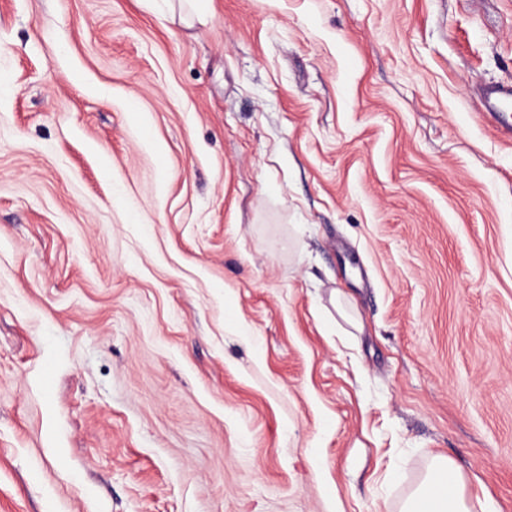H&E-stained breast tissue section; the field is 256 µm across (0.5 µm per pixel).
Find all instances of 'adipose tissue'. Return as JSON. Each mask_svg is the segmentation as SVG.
Masks as SVG:
<instances>
[{"mask_svg":"<svg viewBox=\"0 0 512 512\" xmlns=\"http://www.w3.org/2000/svg\"><path fill=\"white\" fill-rule=\"evenodd\" d=\"M400 512H496L490 500L466 494L461 471L448 458L433 460L424 478L403 502Z\"/></svg>","mask_w":512,"mask_h":512,"instance_id":"adipose-tissue-1","label":"adipose tissue"}]
</instances>
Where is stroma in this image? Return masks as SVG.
Instances as JSON below:
<instances>
[{"label": "stroma", "mask_w": 512, "mask_h": 512, "mask_svg": "<svg viewBox=\"0 0 512 512\" xmlns=\"http://www.w3.org/2000/svg\"><path fill=\"white\" fill-rule=\"evenodd\" d=\"M512 0H0V512H512ZM400 512H496L493 503L466 494L461 471L448 458L437 457L424 478L403 502Z\"/></svg>", "instance_id": "stroma-1"}]
</instances>
